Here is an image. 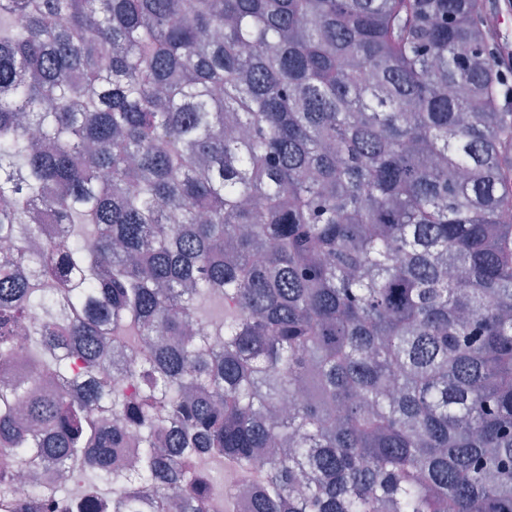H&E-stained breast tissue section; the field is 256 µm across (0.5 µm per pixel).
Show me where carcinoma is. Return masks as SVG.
<instances>
[{"mask_svg": "<svg viewBox=\"0 0 512 512\" xmlns=\"http://www.w3.org/2000/svg\"><path fill=\"white\" fill-rule=\"evenodd\" d=\"M489 14L0 0V512H512Z\"/></svg>", "mask_w": 512, "mask_h": 512, "instance_id": "carcinoma-1", "label": "carcinoma"}]
</instances>
